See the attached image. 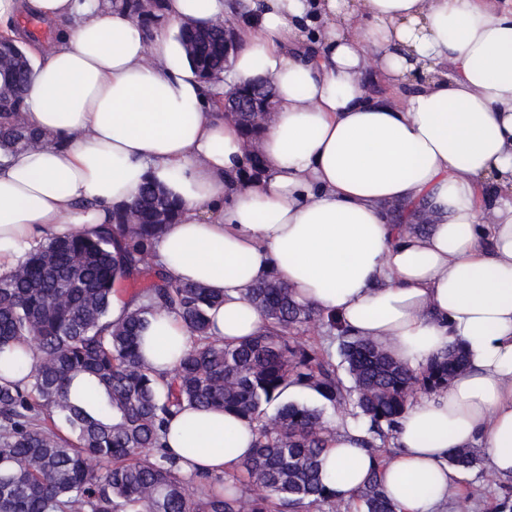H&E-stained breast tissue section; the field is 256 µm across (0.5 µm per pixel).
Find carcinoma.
I'll use <instances>...</instances> for the list:
<instances>
[{
  "instance_id": "carcinoma-1",
  "label": "carcinoma",
  "mask_w": 512,
  "mask_h": 512,
  "mask_svg": "<svg viewBox=\"0 0 512 512\" xmlns=\"http://www.w3.org/2000/svg\"><path fill=\"white\" fill-rule=\"evenodd\" d=\"M163 0L141 14L136 0L121 8L144 32L161 17ZM176 39L201 78L226 68L224 24L183 25ZM0 70L12 82L0 88V147L43 142L23 111L30 64L11 39H0ZM244 142L261 137L269 118L237 113ZM182 213L181 202L148 181L112 222L92 236L54 237L30 249L13 273L0 276V357L32 346L38 363L25 384L0 385V512H296L328 506L329 512H396L379 473L338 501L325 481L322 454L333 426L321 411L283 401L290 386L315 392L340 417L365 425L363 447L383 464V441L411 402L448 388L466 368L463 349L451 345L416 372L382 345L342 329L319 308L297 302L274 278L247 295L265 325L236 344L210 335L209 311L224 298L197 283L171 279L157 260L164 228ZM146 286L144 302L112 322V294L128 282ZM160 312L176 315L195 338L168 375L141 361L142 332ZM336 332L341 366L291 331L313 322ZM220 409L254 425L253 453L228 482L219 474L187 476L180 455L164 442L167 424L184 404ZM274 413H269L270 407ZM67 425L69 435L57 430ZM474 448L453 450L448 463L470 469Z\"/></svg>"
}]
</instances>
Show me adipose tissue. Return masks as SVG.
<instances>
[{
    "label": "adipose tissue",
    "instance_id": "obj_1",
    "mask_svg": "<svg viewBox=\"0 0 512 512\" xmlns=\"http://www.w3.org/2000/svg\"><path fill=\"white\" fill-rule=\"evenodd\" d=\"M24 14L70 27L31 41L15 24ZM231 16L228 0H165L148 37L109 0H0V36L31 62L24 116L46 138L0 149V276L47 238L94 234L154 181L183 202L158 240L162 264L224 298L212 335L258 334L246 293L273 277L412 369L462 346L465 371L409 406L385 467L352 417L337 423L322 456L337 499L376 469L398 512H437L456 488L449 453L474 444L512 476V11L247 0L241 49L205 83L171 34ZM378 77L396 95L375 96ZM257 79L278 105L257 144L264 174L248 182L242 135L220 107ZM394 207L408 228L392 224ZM143 338L142 361L161 375L193 343L167 314ZM255 441L238 418L189 406L166 435L173 453L193 449L187 475L234 471Z\"/></svg>",
    "mask_w": 512,
    "mask_h": 512
}]
</instances>
